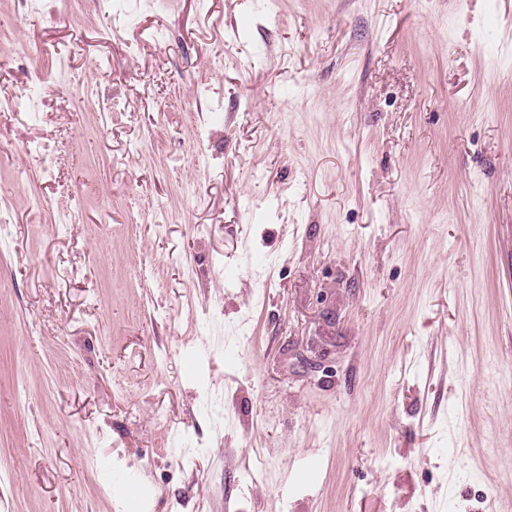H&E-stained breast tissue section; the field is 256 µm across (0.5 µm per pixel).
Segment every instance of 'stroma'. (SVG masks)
I'll list each match as a JSON object with an SVG mask.
<instances>
[{
    "mask_svg": "<svg viewBox=\"0 0 512 512\" xmlns=\"http://www.w3.org/2000/svg\"><path fill=\"white\" fill-rule=\"evenodd\" d=\"M0 58V512H512V0H0Z\"/></svg>",
    "mask_w": 512,
    "mask_h": 512,
    "instance_id": "stroma-1",
    "label": "stroma"
}]
</instances>
